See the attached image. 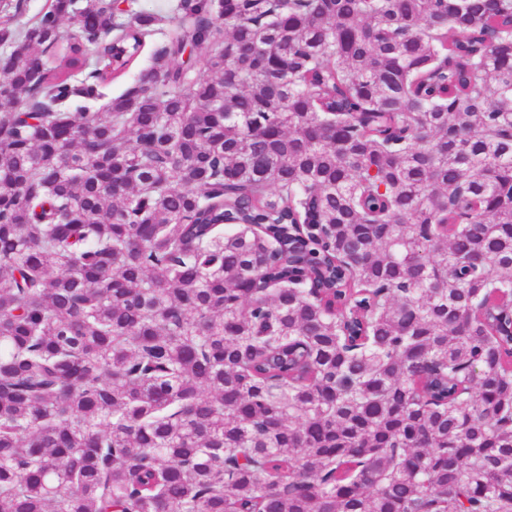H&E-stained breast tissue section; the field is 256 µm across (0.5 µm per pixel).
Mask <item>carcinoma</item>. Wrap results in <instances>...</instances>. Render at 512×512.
<instances>
[{
  "label": "carcinoma",
  "mask_w": 512,
  "mask_h": 512,
  "mask_svg": "<svg viewBox=\"0 0 512 512\" xmlns=\"http://www.w3.org/2000/svg\"><path fill=\"white\" fill-rule=\"evenodd\" d=\"M160 22L0 23V512H512V0Z\"/></svg>",
  "instance_id": "1"
}]
</instances>
